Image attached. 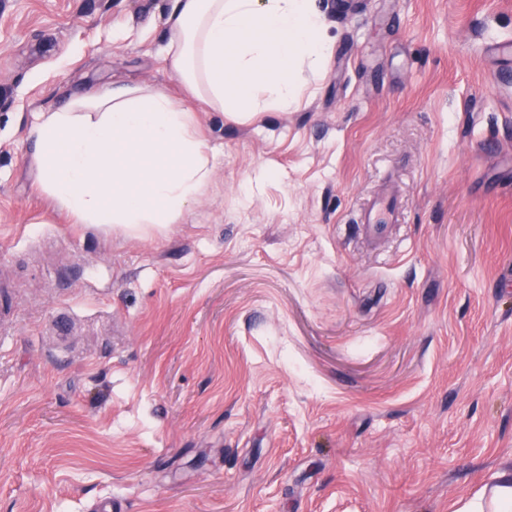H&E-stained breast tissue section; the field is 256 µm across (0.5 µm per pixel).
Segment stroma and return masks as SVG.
Instances as JSON below:
<instances>
[{"mask_svg":"<svg viewBox=\"0 0 512 512\" xmlns=\"http://www.w3.org/2000/svg\"><path fill=\"white\" fill-rule=\"evenodd\" d=\"M169 0H0V512H451L512 467V0H317L288 111L195 107L205 194L74 224L42 112L184 91ZM393 182L376 244L358 217Z\"/></svg>","mask_w":512,"mask_h":512,"instance_id":"obj_1","label":"stroma"}]
</instances>
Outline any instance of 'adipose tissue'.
Instances as JSON below:
<instances>
[{
	"instance_id": "ef3b65f1",
	"label": "adipose tissue",
	"mask_w": 512,
	"mask_h": 512,
	"mask_svg": "<svg viewBox=\"0 0 512 512\" xmlns=\"http://www.w3.org/2000/svg\"><path fill=\"white\" fill-rule=\"evenodd\" d=\"M173 71L199 104L245 121L288 110L303 66L329 45L315 0H172ZM41 190L77 224L156 229L207 190L212 162L192 112L161 91L115 86L70 99L30 130ZM454 512H512V468Z\"/></svg>"
}]
</instances>
